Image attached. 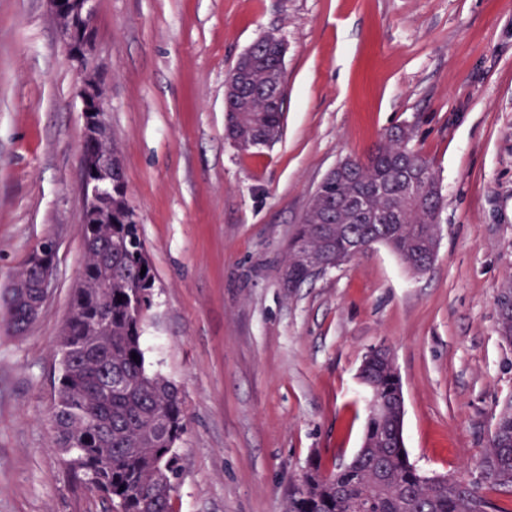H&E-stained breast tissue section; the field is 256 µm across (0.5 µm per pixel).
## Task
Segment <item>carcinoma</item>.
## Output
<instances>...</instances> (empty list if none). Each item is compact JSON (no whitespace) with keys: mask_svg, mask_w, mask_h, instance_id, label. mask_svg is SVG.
<instances>
[{"mask_svg":"<svg viewBox=\"0 0 512 512\" xmlns=\"http://www.w3.org/2000/svg\"><path fill=\"white\" fill-rule=\"evenodd\" d=\"M239 80L224 86L226 139L237 148L270 145L280 136L284 98L279 52L265 45L240 63ZM408 125L387 131L368 161L349 172L336 166L310 200L289 242L284 281L295 288L309 280L303 259L323 256L329 268L356 257L358 243L388 246L414 273L433 264L443 195L431 162L411 145ZM121 177L113 179L112 223L92 224L84 234L87 287L72 298V347L49 421L51 447L65 456L77 482L115 512H173L181 473L177 442L187 431L178 387L145 366L143 324L153 305L155 276L139 235L136 214ZM365 196L363 212L345 206ZM146 272H141V269ZM112 279V287L100 283ZM497 333L512 346V275L495 296ZM106 312L108 326L93 334L86 321ZM7 325L28 326L5 301ZM369 392V416L361 452L351 465L325 475L312 463L288 496V512H512L488 490L512 493V396L496 415L479 462L481 479L450 476L425 484L404 449V405L394 360H364L360 373Z\"/></svg>","mask_w":512,"mask_h":512,"instance_id":"carcinoma-1","label":"carcinoma"}]
</instances>
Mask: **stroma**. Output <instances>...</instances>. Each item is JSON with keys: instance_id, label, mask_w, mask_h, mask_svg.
<instances>
[{"instance_id": "stroma-1", "label": "stroma", "mask_w": 512, "mask_h": 512, "mask_svg": "<svg viewBox=\"0 0 512 512\" xmlns=\"http://www.w3.org/2000/svg\"><path fill=\"white\" fill-rule=\"evenodd\" d=\"M267 32L287 44L282 134L224 136V79ZM92 63L156 290L146 367L180 390L175 512H284L309 461L362 443L359 368L388 347L409 459L478 478L512 346V0H96ZM78 75L46 0H0V293L38 242L53 291L21 334L0 321V512H103L49 446L59 339L84 255ZM437 171L436 260L375 244L298 288L288 243L325 174L391 126ZM497 333L503 342L512 346V275L506 278L495 296Z\"/></svg>"}]
</instances>
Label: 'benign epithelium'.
I'll use <instances>...</instances> for the list:
<instances>
[{
  "label": "benign epithelium",
  "mask_w": 512,
  "mask_h": 512,
  "mask_svg": "<svg viewBox=\"0 0 512 512\" xmlns=\"http://www.w3.org/2000/svg\"><path fill=\"white\" fill-rule=\"evenodd\" d=\"M47 3L59 37L80 74L81 146L90 148V154L81 157V190L85 194L95 184L112 185V176L118 171L112 154L106 91L90 58L95 0H47ZM83 223L110 224L112 210L98 207L90 196L85 199ZM30 266L36 271L35 280L20 293V301L25 304L28 319L33 320L52 292L54 257L35 252Z\"/></svg>",
  "instance_id": "1"
}]
</instances>
